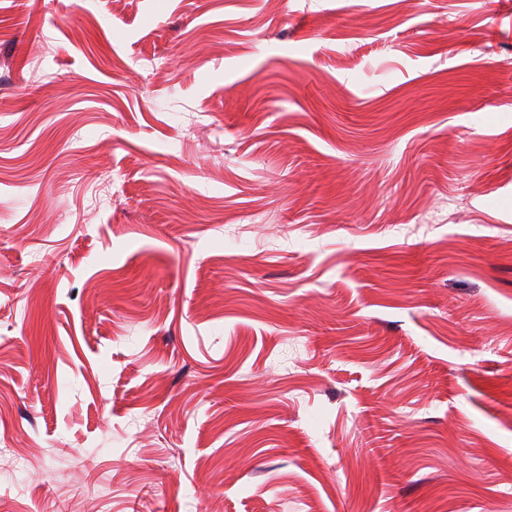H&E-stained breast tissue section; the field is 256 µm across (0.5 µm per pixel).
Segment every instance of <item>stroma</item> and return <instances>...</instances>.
<instances>
[{
    "instance_id": "1",
    "label": "stroma",
    "mask_w": 512,
    "mask_h": 512,
    "mask_svg": "<svg viewBox=\"0 0 512 512\" xmlns=\"http://www.w3.org/2000/svg\"><path fill=\"white\" fill-rule=\"evenodd\" d=\"M0 512H512V0H0Z\"/></svg>"
}]
</instances>
